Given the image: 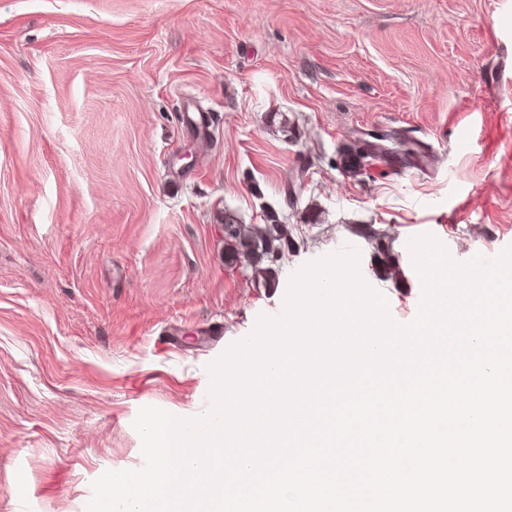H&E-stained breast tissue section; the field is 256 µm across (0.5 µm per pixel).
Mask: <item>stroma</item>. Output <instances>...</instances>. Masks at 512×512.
<instances>
[{"label": "stroma", "mask_w": 512, "mask_h": 512, "mask_svg": "<svg viewBox=\"0 0 512 512\" xmlns=\"http://www.w3.org/2000/svg\"><path fill=\"white\" fill-rule=\"evenodd\" d=\"M363 139L421 156L353 177ZM272 212L262 286L222 225ZM424 234L512 246V0H0V512L141 468L139 409L208 412L209 364L343 241L410 322Z\"/></svg>", "instance_id": "obj_1"}]
</instances>
